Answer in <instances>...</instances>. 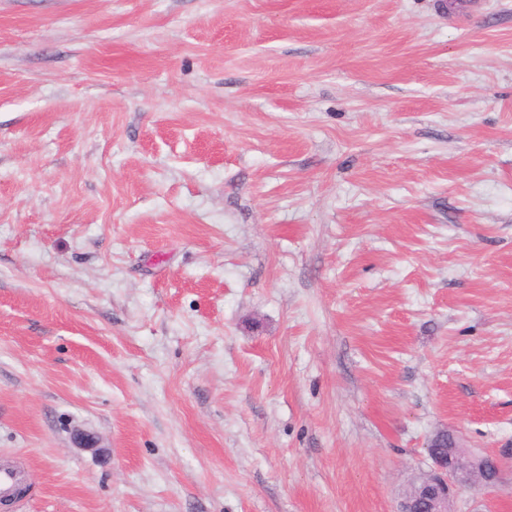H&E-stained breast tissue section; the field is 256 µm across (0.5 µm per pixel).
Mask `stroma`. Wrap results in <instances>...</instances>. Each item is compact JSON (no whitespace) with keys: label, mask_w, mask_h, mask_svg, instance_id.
I'll use <instances>...</instances> for the list:
<instances>
[{"label":"stroma","mask_w":512,"mask_h":512,"mask_svg":"<svg viewBox=\"0 0 512 512\" xmlns=\"http://www.w3.org/2000/svg\"><path fill=\"white\" fill-rule=\"evenodd\" d=\"M442 430L512 456V0H0V512H393Z\"/></svg>","instance_id":"obj_1"}]
</instances>
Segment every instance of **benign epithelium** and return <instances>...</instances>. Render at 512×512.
I'll return each instance as SVG.
<instances>
[{
  "mask_svg": "<svg viewBox=\"0 0 512 512\" xmlns=\"http://www.w3.org/2000/svg\"><path fill=\"white\" fill-rule=\"evenodd\" d=\"M429 470L415 476L401 494L397 512H455L457 495L467 489L499 486L505 460L495 454H475L451 435L448 457L429 452Z\"/></svg>",
  "mask_w": 512,
  "mask_h": 512,
  "instance_id": "7a95c632",
  "label": "benign epithelium"
}]
</instances>
